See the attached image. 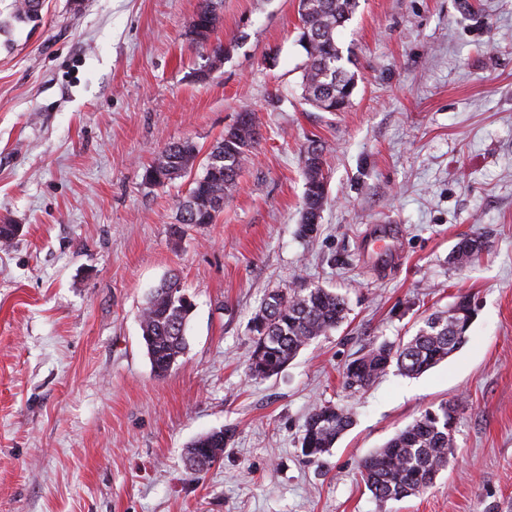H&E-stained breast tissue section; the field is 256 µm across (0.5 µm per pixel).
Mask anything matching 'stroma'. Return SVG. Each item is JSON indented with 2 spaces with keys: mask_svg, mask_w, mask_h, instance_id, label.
<instances>
[{
  "mask_svg": "<svg viewBox=\"0 0 512 512\" xmlns=\"http://www.w3.org/2000/svg\"><path fill=\"white\" fill-rule=\"evenodd\" d=\"M200 0H46L0 35V512H512V0H358L339 36L351 106L301 93L297 0H222L214 59ZM255 113L262 137L214 222L182 224L190 177L143 172L165 143L201 153ZM325 145L316 236L298 234L303 156ZM466 235L487 240L463 267ZM178 274L196 304L189 349L156 379L141 344L150 289ZM346 296L338 328L277 376L251 379L265 295ZM470 294L464 346L417 377L343 387L372 344L414 335ZM353 424L302 454L317 403ZM455 460L378 510L361 460L440 402ZM232 430L201 474L184 452Z\"/></svg>",
  "mask_w": 512,
  "mask_h": 512,
  "instance_id": "stroma-1",
  "label": "stroma"
}]
</instances>
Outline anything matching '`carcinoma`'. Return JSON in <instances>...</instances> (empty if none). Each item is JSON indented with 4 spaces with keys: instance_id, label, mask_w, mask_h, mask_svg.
I'll return each instance as SVG.
<instances>
[{
    "instance_id": "cac0c4a2",
    "label": "carcinoma",
    "mask_w": 512,
    "mask_h": 512,
    "mask_svg": "<svg viewBox=\"0 0 512 512\" xmlns=\"http://www.w3.org/2000/svg\"><path fill=\"white\" fill-rule=\"evenodd\" d=\"M44 0H11L9 19L0 20V32L10 22H36ZM357 6V0H309L300 14V38L306 59L302 70V99L309 105L327 99L343 112L351 103L356 75L347 64L336 42L339 29L345 27ZM216 26L218 17L213 0H200L196 22ZM259 142V123L252 112L238 118L206 155L188 197L179 203V223L211 224L222 210V203L236 190L249 152ZM199 150L190 140L170 142L145 169L144 179L155 187L184 177L194 168ZM324 165V147L318 142L308 146L303 165L305 192L300 233L310 236L317 225L307 222L308 215L322 212L326 198L325 178L319 176ZM454 262L461 266L470 260L469 247H484L482 237L459 241ZM178 276L166 279L147 296L140 311L141 337L154 377L165 378L177 365L188 347L187 329L194 306L183 299ZM348 314L344 295L319 285L288 288L270 293L252 321L254 349L248 375L267 379L278 374L301 349L319 336L336 329ZM463 314L450 319L448 313L433 314L423 321L407 341L375 343L363 356L354 359L343 373V386L353 393L369 387L390 367L404 376L416 377L448 358L456 350L458 337L467 334L470 325ZM353 424V413L346 405L331 402L317 404L309 414L301 448L311 462L329 452L338 438ZM228 429L212 430L188 446L186 460L194 472L208 469L224 455L231 441ZM454 447L448 404L425 411L397 432L381 448L366 456L360 464L367 487L375 502L383 506L416 495L430 487L440 470L448 464V449Z\"/></svg>"
}]
</instances>
